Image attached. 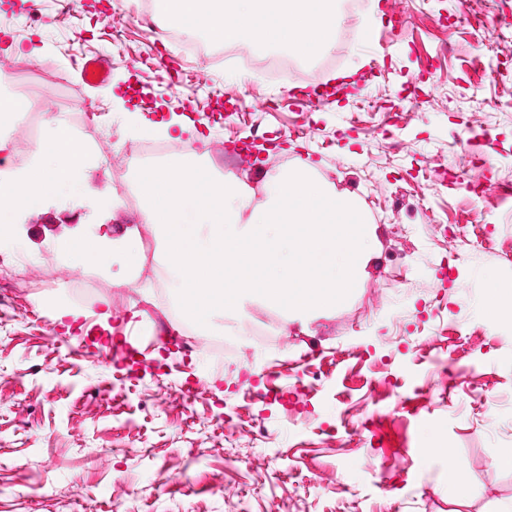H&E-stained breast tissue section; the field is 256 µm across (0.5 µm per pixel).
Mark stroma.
<instances>
[{
	"label": "stroma",
	"mask_w": 512,
	"mask_h": 512,
	"mask_svg": "<svg viewBox=\"0 0 512 512\" xmlns=\"http://www.w3.org/2000/svg\"><path fill=\"white\" fill-rule=\"evenodd\" d=\"M459 0H381L364 35L318 81L294 85L232 60L204 67L123 17L118 0H73L71 18H29L0 0V71L13 94L42 98L92 142L90 184L120 161L125 125L171 114L206 138L213 172L249 177L307 162L357 200L372 230L363 286L308 325L251 307L269 336L235 361L211 348L227 333L176 324L155 273L139 277L156 306L113 286L105 268L75 269L46 253V237L93 223L68 200L32 214L30 257L0 269V512H504L512 470V324L477 309L512 283V53L502 81L486 77L481 35ZM122 25V44L109 27ZM35 57L2 54L9 39ZM110 61L107 82L82 84V57ZM250 88L249 111L237 93ZM373 111L351 115L362 99ZM501 99L496 110L490 99ZM305 124L307 136L293 135ZM490 169L468 194L467 154ZM473 217L496 245L456 258L448 227ZM112 301L111 347L61 325L64 304ZM147 318H131L132 309ZM142 326L138 365L125 358L129 323ZM305 386L295 389V374ZM451 455L427 450L431 434ZM240 459L226 464L228 456ZM475 481L449 496V462Z\"/></svg>",
	"instance_id": "stroma-1"
}]
</instances>
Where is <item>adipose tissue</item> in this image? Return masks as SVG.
<instances>
[{
  "label": "adipose tissue",
  "mask_w": 512,
  "mask_h": 512,
  "mask_svg": "<svg viewBox=\"0 0 512 512\" xmlns=\"http://www.w3.org/2000/svg\"><path fill=\"white\" fill-rule=\"evenodd\" d=\"M335 0H158L157 21L185 34L204 30L212 43L241 48L270 43L301 57L333 42ZM205 154L139 166L133 176L142 206L122 234L96 231L53 237L50 250L78 266L113 267L116 286H137L138 244L150 234L162 245L159 274L182 320L209 330L216 321L240 335L255 304L279 309L285 321L307 323L361 285L370 235L359 204L320 181L310 165L262 177L259 190L215 175ZM96 165L68 123L51 118L43 144L26 164L0 172V253L26 249L31 213L59 190L91 201L99 222L124 206L121 196L93 193Z\"/></svg>",
  "instance_id": "1"
}]
</instances>
